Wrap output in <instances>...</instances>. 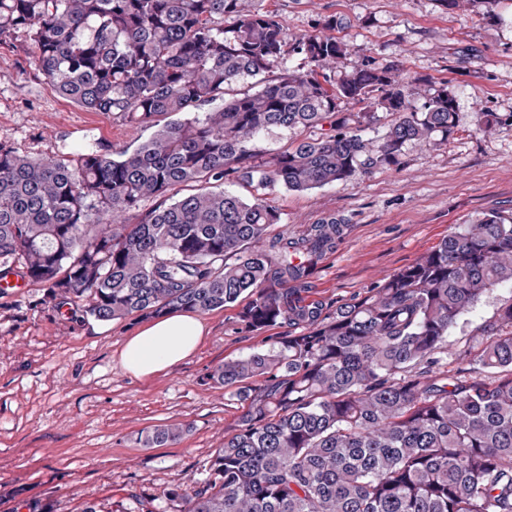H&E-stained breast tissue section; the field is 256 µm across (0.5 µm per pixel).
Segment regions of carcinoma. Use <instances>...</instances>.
<instances>
[{"label": "carcinoma", "mask_w": 512, "mask_h": 512, "mask_svg": "<svg viewBox=\"0 0 512 512\" xmlns=\"http://www.w3.org/2000/svg\"><path fill=\"white\" fill-rule=\"evenodd\" d=\"M19 35L78 106L170 120L115 154L36 158L0 141V277L85 298L102 322L249 295L244 328H294L207 378L250 403L203 485L171 493L184 512H512V302L469 367L448 368L457 318L512 284V215L483 212L327 314L301 292L343 226L328 218L264 246L273 188L345 184L398 165L411 141H448L447 85L423 92L370 56L346 68L336 37L292 41L250 0H0V41ZM290 52L305 66L267 79ZM350 101L368 111L343 113ZM384 114V133L365 138ZM274 131L296 139L267 157L258 144ZM182 433L161 426L144 443Z\"/></svg>", "instance_id": "carcinoma-1"}]
</instances>
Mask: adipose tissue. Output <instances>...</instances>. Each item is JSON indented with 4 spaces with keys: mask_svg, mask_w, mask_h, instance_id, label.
<instances>
[{
    "mask_svg": "<svg viewBox=\"0 0 512 512\" xmlns=\"http://www.w3.org/2000/svg\"><path fill=\"white\" fill-rule=\"evenodd\" d=\"M205 333L203 321L191 313H173L143 326L127 339L121 364L135 377H148L188 357Z\"/></svg>",
    "mask_w": 512,
    "mask_h": 512,
    "instance_id": "ef3b65f1",
    "label": "adipose tissue"
}]
</instances>
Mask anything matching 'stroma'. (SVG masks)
<instances>
[{
  "label": "stroma",
  "mask_w": 512,
  "mask_h": 512,
  "mask_svg": "<svg viewBox=\"0 0 512 512\" xmlns=\"http://www.w3.org/2000/svg\"><path fill=\"white\" fill-rule=\"evenodd\" d=\"M252 5L274 14L292 38L322 33L326 19L336 20V38L354 50L346 65L372 56L409 79L447 83L455 97L446 145L408 143L399 165L357 172L344 185L270 192L280 221L268 237H299L329 217L346 227L310 279L306 302L332 305L364 294L481 212L512 213V0H495L486 21L442 0ZM482 112L496 113L501 124L480 128ZM152 134L61 97L24 38L0 42V140L17 153L56 156L88 145L115 153ZM511 301V285L493 288L457 319L450 342L466 350ZM84 306L59 304L38 284L20 295L0 292V512L30 499L48 502L52 512H83L90 503L101 512H181L171 491L208 479L213 454L243 411L207 376L289 327L241 328L236 304L203 313L207 334L198 348L142 379L121 366L120 352L144 318L101 322ZM173 423L185 428L177 442L144 445L147 431Z\"/></svg>",
  "instance_id": "stroma-1"
}]
</instances>
